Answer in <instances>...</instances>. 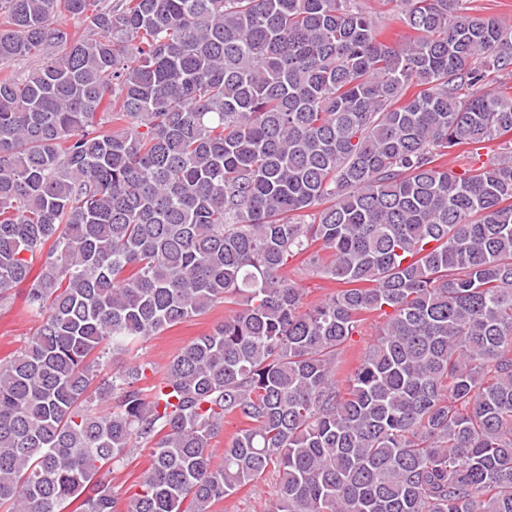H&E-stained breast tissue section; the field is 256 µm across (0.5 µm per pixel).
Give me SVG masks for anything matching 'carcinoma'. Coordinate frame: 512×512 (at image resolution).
<instances>
[{"label": "carcinoma", "mask_w": 512, "mask_h": 512, "mask_svg": "<svg viewBox=\"0 0 512 512\" xmlns=\"http://www.w3.org/2000/svg\"><path fill=\"white\" fill-rule=\"evenodd\" d=\"M400 2L0 0V301L37 324L0 360V512H217L270 469L272 512H512V146L445 160L512 134V28ZM296 256L340 288L304 306ZM140 448L137 492L97 479ZM225 313H227V309H225L224 304H220L205 315L188 319L182 324L149 338L132 355H120L114 363H112L111 357L101 370V376L111 375L112 368L116 366L132 365L135 362L133 356L136 353L137 360L152 362L158 368L164 367L180 352L181 348L195 337L208 331L215 323L224 319ZM384 324V318L378 315L371 316L361 328V333L355 334L352 341L347 345L344 357L349 361V369L351 370L363 355L365 349L369 346L374 336L378 334L381 326Z\"/></svg>", "instance_id": "1"}]
</instances>
